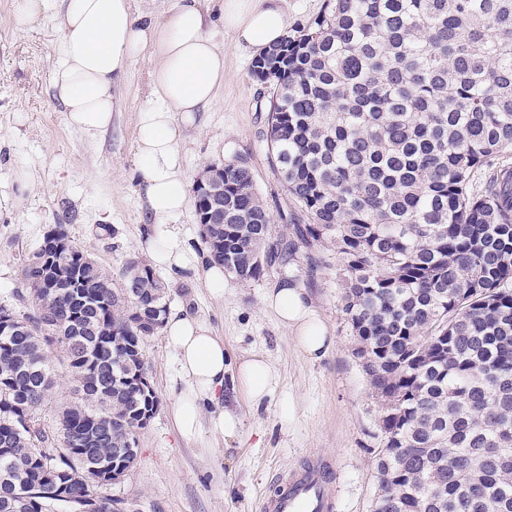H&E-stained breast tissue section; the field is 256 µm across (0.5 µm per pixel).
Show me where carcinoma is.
<instances>
[{"label": "carcinoma", "mask_w": 512, "mask_h": 512, "mask_svg": "<svg viewBox=\"0 0 512 512\" xmlns=\"http://www.w3.org/2000/svg\"><path fill=\"white\" fill-rule=\"evenodd\" d=\"M273 70L265 140L274 171L343 267L341 311L381 405L372 512H512V0H334L266 49ZM224 271L257 281L293 255L244 155L224 164ZM24 263L23 310L0 332V512H117L97 480L125 456L153 391L146 326L126 277L159 290L131 259L115 280L63 225ZM76 400L41 425L57 372Z\"/></svg>", "instance_id": "1"}]
</instances>
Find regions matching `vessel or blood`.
Instances as JSON below:
<instances>
[{"label":"vessel or blood","instance_id":"b4317fda","mask_svg":"<svg viewBox=\"0 0 512 512\" xmlns=\"http://www.w3.org/2000/svg\"><path fill=\"white\" fill-rule=\"evenodd\" d=\"M336 470L331 461L306 460L277 474L275 490L265 497L260 512H333Z\"/></svg>","mask_w":512,"mask_h":512}]
</instances>
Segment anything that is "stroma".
Wrapping results in <instances>:
<instances>
[{
  "instance_id": "1",
  "label": "stroma",
  "mask_w": 512,
  "mask_h": 512,
  "mask_svg": "<svg viewBox=\"0 0 512 512\" xmlns=\"http://www.w3.org/2000/svg\"><path fill=\"white\" fill-rule=\"evenodd\" d=\"M16 0H0V305L15 308L20 266L55 225L76 245L120 275L141 255L147 218L134 172L137 113L147 102L148 58L131 60L116 91L118 109L103 134L89 137L70 127L55 96L52 73L58 37L46 17L14 22ZM224 44V85L216 103L184 127L180 142L186 186L203 168L249 158L257 191L271 216L290 209L263 140L266 92L251 75L253 49L237 45L222 23L210 28ZM28 174L20 188L19 174ZM342 266L334 248L296 243L287 265L248 284L226 277L223 297L213 296L202 276H159L169 286L171 310L187 311L223 337L231 362L264 355L278 373L272 395L253 407L237 389L221 402L204 404L197 433L183 437L172 409L184 389L176 351L164 334L149 337L144 360L159 400L138 433L139 455L123 479L108 486L121 512H259L273 478L305 459L324 455L336 468L334 512H370L377 491L373 452L381 442L380 405L371 393L354 340L341 311L337 286ZM304 288L315 312L336 338L313 359L266 305L276 280ZM232 412L239 425L225 433L213 420Z\"/></svg>"
}]
</instances>
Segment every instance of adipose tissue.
Returning <instances> with one entry per match:
<instances>
[{"instance_id":"1","label":"adipose tissue","mask_w":512,"mask_h":512,"mask_svg":"<svg viewBox=\"0 0 512 512\" xmlns=\"http://www.w3.org/2000/svg\"><path fill=\"white\" fill-rule=\"evenodd\" d=\"M53 17L60 60L52 86L69 126L95 135L112 124V90L129 61L148 56L149 103L138 112L135 172L147 206L145 251L152 265L173 275L200 271L213 295L224 293V269L207 252L195 251L169 222L189 205L180 165L183 126L215 103L224 84V48L206 33L209 12L201 0H178L163 19L134 15L130 0H62ZM218 17L237 44L262 50L288 34L283 0H215ZM268 305L311 358L325 355L334 338L304 291L281 280L266 294ZM164 333L177 351V372L186 386L174 419L183 436L200 425L204 402H218L225 383L261 405L277 384L270 362L254 355L231 364L222 337L183 311L168 314Z\"/></svg>"}]
</instances>
